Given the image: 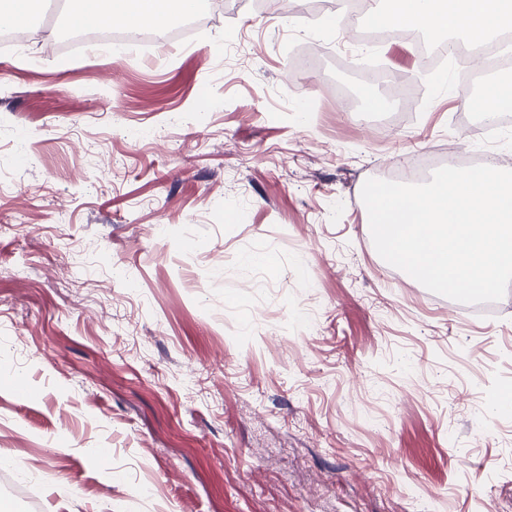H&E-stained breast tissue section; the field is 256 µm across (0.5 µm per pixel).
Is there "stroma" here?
Wrapping results in <instances>:
<instances>
[{"instance_id":"1","label":"stroma","mask_w":512,"mask_h":512,"mask_svg":"<svg viewBox=\"0 0 512 512\" xmlns=\"http://www.w3.org/2000/svg\"><path fill=\"white\" fill-rule=\"evenodd\" d=\"M190 43L0 48V478L40 512H512V289L473 316L377 253L361 190L473 131L346 17L202 0ZM319 99L317 116L297 111ZM385 102L373 112L371 100ZM365 75L375 76L387 83L393 90L401 91L409 85L410 75L400 73L390 69L388 66L383 68H364Z\"/></svg>"}]
</instances>
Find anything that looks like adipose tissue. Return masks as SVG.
<instances>
[{
    "mask_svg": "<svg viewBox=\"0 0 512 512\" xmlns=\"http://www.w3.org/2000/svg\"><path fill=\"white\" fill-rule=\"evenodd\" d=\"M192 0H67L73 25L161 23L186 14ZM380 19L414 22L438 34L486 38L512 29V0H385Z\"/></svg>",
    "mask_w": 512,
    "mask_h": 512,
    "instance_id": "1",
    "label": "adipose tissue"
}]
</instances>
